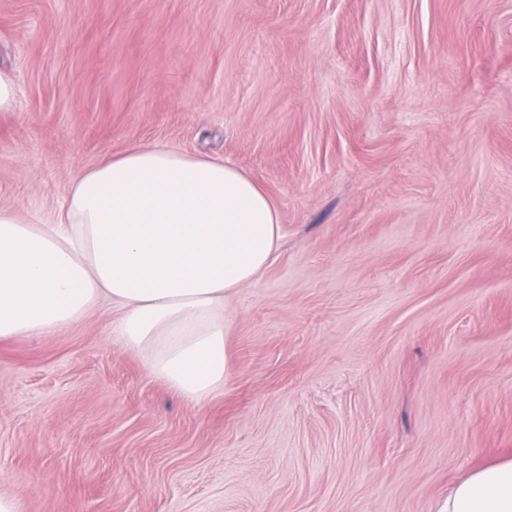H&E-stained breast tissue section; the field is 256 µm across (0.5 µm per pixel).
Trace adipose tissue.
Returning <instances> with one entry per match:
<instances>
[{"label":"adipose tissue","mask_w":512,"mask_h":512,"mask_svg":"<svg viewBox=\"0 0 512 512\" xmlns=\"http://www.w3.org/2000/svg\"><path fill=\"white\" fill-rule=\"evenodd\" d=\"M278 208L245 172L169 146L81 173L52 222L0 210V339L42 336L102 301L112 334L190 401L228 375V298L276 256ZM446 512H512V459L472 472Z\"/></svg>","instance_id":"adipose-tissue-1"}]
</instances>
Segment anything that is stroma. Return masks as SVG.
<instances>
[{"instance_id": "stroma-1", "label": "stroma", "mask_w": 512, "mask_h": 512, "mask_svg": "<svg viewBox=\"0 0 512 512\" xmlns=\"http://www.w3.org/2000/svg\"><path fill=\"white\" fill-rule=\"evenodd\" d=\"M0 209L132 147L223 158L281 245L191 402L116 307L0 339L21 512H442L512 457V0H0Z\"/></svg>"}]
</instances>
